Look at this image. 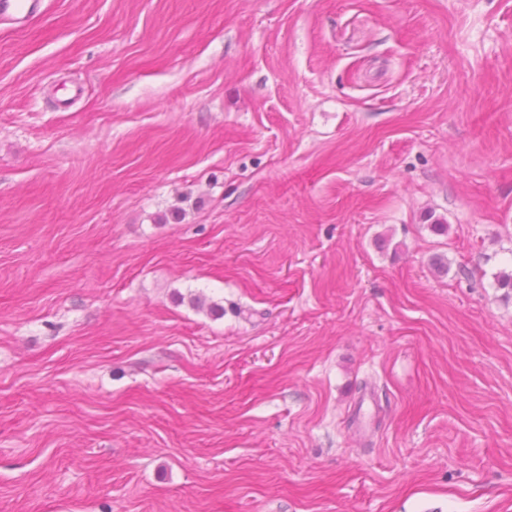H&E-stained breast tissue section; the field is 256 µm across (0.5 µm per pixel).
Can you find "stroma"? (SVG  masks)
I'll return each instance as SVG.
<instances>
[{
    "label": "stroma",
    "mask_w": 512,
    "mask_h": 512,
    "mask_svg": "<svg viewBox=\"0 0 512 512\" xmlns=\"http://www.w3.org/2000/svg\"><path fill=\"white\" fill-rule=\"evenodd\" d=\"M510 271L512 0L0 23V512H512Z\"/></svg>",
    "instance_id": "1"
}]
</instances>
